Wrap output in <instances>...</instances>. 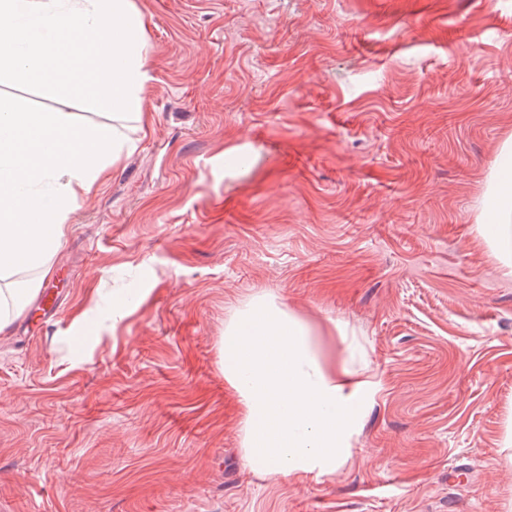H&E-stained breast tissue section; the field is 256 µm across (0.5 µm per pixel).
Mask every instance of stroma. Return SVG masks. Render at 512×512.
<instances>
[{
  "label": "stroma",
  "instance_id": "stroma-1",
  "mask_svg": "<svg viewBox=\"0 0 512 512\" xmlns=\"http://www.w3.org/2000/svg\"><path fill=\"white\" fill-rule=\"evenodd\" d=\"M146 132L0 333V512H512V278L477 222L512 0H135ZM269 295L371 389L256 474L220 342Z\"/></svg>",
  "mask_w": 512,
  "mask_h": 512
}]
</instances>
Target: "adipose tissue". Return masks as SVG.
<instances>
[{"mask_svg": "<svg viewBox=\"0 0 512 512\" xmlns=\"http://www.w3.org/2000/svg\"><path fill=\"white\" fill-rule=\"evenodd\" d=\"M4 75L48 87L62 109L27 112L0 94V330L36 291L19 271L49 274L77 199L136 149L127 124L142 129L150 122L142 107L150 55L133 0H0ZM74 99L110 112L111 129L75 125L64 110ZM500 156L498 192L483 221L500 244L503 275L512 277V135ZM44 183L51 196L39 193ZM221 351L224 381L242 410L248 468L283 477L334 474L360 420L367 382L328 362L309 326L264 297L228 321Z\"/></svg>", "mask_w": 512, "mask_h": 512, "instance_id": "ef3b65f1", "label": "adipose tissue"}]
</instances>
